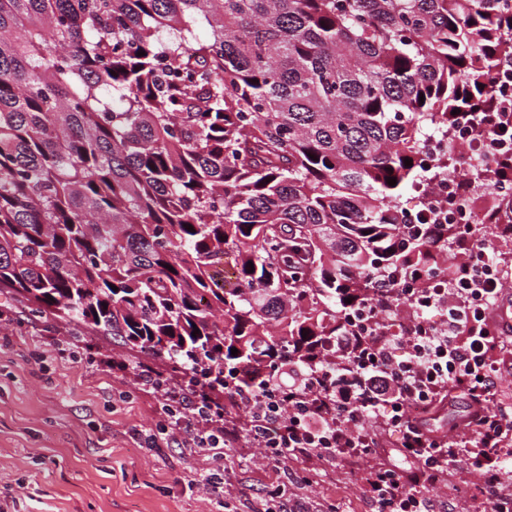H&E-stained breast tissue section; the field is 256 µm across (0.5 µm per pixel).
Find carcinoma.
Segmentation results:
<instances>
[{
	"label": "carcinoma",
	"instance_id": "obj_1",
	"mask_svg": "<svg viewBox=\"0 0 512 512\" xmlns=\"http://www.w3.org/2000/svg\"><path fill=\"white\" fill-rule=\"evenodd\" d=\"M509 57L512 0H0V292L286 408L376 280L461 247L400 201ZM469 139L470 137L467 130L460 127L448 131V133H444L443 135L438 133L428 135L424 141L422 155L427 173H432L433 164L439 156L446 153L448 156L453 155L460 145Z\"/></svg>",
	"mask_w": 512,
	"mask_h": 512
}]
</instances>
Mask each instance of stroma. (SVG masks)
<instances>
[{
    "mask_svg": "<svg viewBox=\"0 0 512 512\" xmlns=\"http://www.w3.org/2000/svg\"><path fill=\"white\" fill-rule=\"evenodd\" d=\"M135 358L70 325H0V512H375L360 472L402 462H273L244 436L198 451Z\"/></svg>",
    "mask_w": 512,
    "mask_h": 512,
    "instance_id": "obj_1",
    "label": "stroma"
}]
</instances>
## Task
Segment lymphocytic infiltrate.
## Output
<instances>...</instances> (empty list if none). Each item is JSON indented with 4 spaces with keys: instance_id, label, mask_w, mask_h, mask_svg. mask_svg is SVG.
<instances>
[{
    "instance_id": "lymphocytic-infiltrate-1",
    "label": "lymphocytic infiltrate",
    "mask_w": 512,
    "mask_h": 512,
    "mask_svg": "<svg viewBox=\"0 0 512 512\" xmlns=\"http://www.w3.org/2000/svg\"><path fill=\"white\" fill-rule=\"evenodd\" d=\"M460 234L465 245L449 289L419 287L420 270L377 281L375 296L396 299L395 312L409 319L414 335L377 336L362 344L339 337L336 358L354 363L355 373L337 376L327 387L315 377L305 380L302 396L287 409L273 392L246 402L250 419L242 429L228 425L224 413L203 408L191 393H177L183 409L200 419L195 448L226 447L244 431L270 455L353 464L382 453L386 432L411 466L363 473L377 512H431L427 489L459 464L492 512H512V498L501 494L512 481V444L503 429L512 424V403L498 400L491 362L508 331L489 319L503 296V278L498 256L473 236L471 225L461 226ZM434 311L442 313L441 323L431 321ZM452 387L465 393L469 405L467 417L449 426L457 435L453 441L429 427ZM369 419L374 428H366Z\"/></svg>"
}]
</instances>
